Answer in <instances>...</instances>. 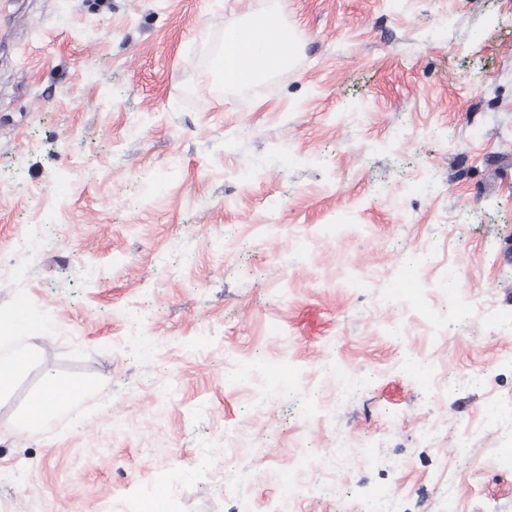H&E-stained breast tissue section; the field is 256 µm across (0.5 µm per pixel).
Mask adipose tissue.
<instances>
[{
  "label": "adipose tissue",
  "instance_id": "ef3b65f1",
  "mask_svg": "<svg viewBox=\"0 0 512 512\" xmlns=\"http://www.w3.org/2000/svg\"><path fill=\"white\" fill-rule=\"evenodd\" d=\"M296 47L292 29L280 25L273 13L250 12L243 24L226 27L216 77L228 88L257 81L286 69ZM84 395L82 386L46 375L42 392L16 423L19 430L36 429Z\"/></svg>",
  "mask_w": 512,
  "mask_h": 512
}]
</instances>
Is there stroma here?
<instances>
[{"label": "stroma", "instance_id": "obj_1", "mask_svg": "<svg viewBox=\"0 0 512 512\" xmlns=\"http://www.w3.org/2000/svg\"><path fill=\"white\" fill-rule=\"evenodd\" d=\"M255 10L294 64L208 81ZM47 187L62 221L30 223ZM414 258L422 307L384 302ZM20 301L48 330L0 395V512L160 487L267 512L305 459L325 473L292 512H366L383 482L398 512H512V0H0V315ZM49 372L88 393L16 429Z\"/></svg>", "mask_w": 512, "mask_h": 512}]
</instances>
